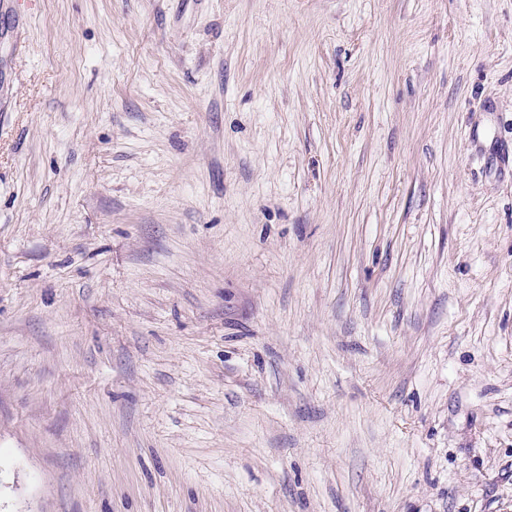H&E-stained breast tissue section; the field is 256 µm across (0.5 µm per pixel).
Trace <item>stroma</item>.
Here are the masks:
<instances>
[{"label":"stroma","mask_w":512,"mask_h":512,"mask_svg":"<svg viewBox=\"0 0 512 512\" xmlns=\"http://www.w3.org/2000/svg\"><path fill=\"white\" fill-rule=\"evenodd\" d=\"M512 0H0V512H512Z\"/></svg>","instance_id":"35a3bbf8"}]
</instances>
